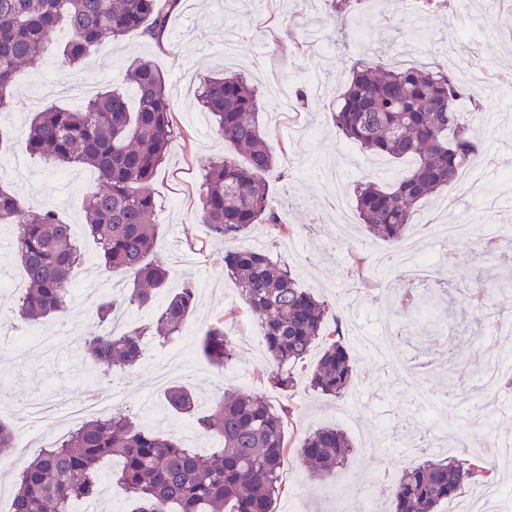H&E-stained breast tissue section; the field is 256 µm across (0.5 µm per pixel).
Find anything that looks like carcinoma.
I'll use <instances>...</instances> for the list:
<instances>
[{
  "label": "carcinoma",
  "instance_id": "1",
  "mask_svg": "<svg viewBox=\"0 0 512 512\" xmlns=\"http://www.w3.org/2000/svg\"><path fill=\"white\" fill-rule=\"evenodd\" d=\"M178 0H0V110L15 105L11 88L22 68L43 64L45 44L67 34L62 57L75 67L107 39L141 31L154 40L166 28ZM351 77L333 112L336 135L373 156L409 160L395 181L373 177L354 189L356 211L368 234L395 248L406 240L418 204L459 181L476 156L478 142L467 134L461 112L465 89L439 66H394L388 70L365 59L349 67ZM135 93L109 87L75 109L49 106L30 121L27 150L52 166H87L99 174L100 188L88 195L86 226L96 240L98 259L109 271L129 273L133 287L122 298L104 297L83 338L86 361L98 371L120 372L142 360L144 343H167L182 335L195 305L188 282L169 293L162 310L136 329L113 332L106 324L123 305L149 308L164 291L167 272L154 251L159 225L153 222L152 182L168 160L169 144L180 134L163 73L148 59H134L125 74ZM202 109L233 154L203 168L202 223L224 240L249 236L263 224L284 237L296 227L282 222L269 199L267 176L277 156L259 121V93L235 72L204 80ZM0 223L16 226V255L26 277L18 297L19 316L38 323L64 316L72 273L83 261L71 225L51 209L34 211L0 186ZM224 268L235 279L249 311L261 322L272 367L265 384L288 395L291 368L323 344L309 386L343 397L353 383L354 358L327 301L299 286L290 269L261 248L231 247ZM412 312L436 330L445 317L431 298ZM203 355L216 367L236 356V344L224 323L210 326L201 342ZM167 407L194 414L190 390H165ZM286 412L246 392L227 393L213 413L196 417L199 431L214 434L220 450L202 455L173 437L141 425L130 411L84 422L37 449L17 468L11 512H76L74 504L98 492L104 465L130 501L131 512H274L281 496L288 448ZM16 447V432L0 424V459ZM297 453L329 474L348 463L351 443L339 427H321L307 435ZM496 464L486 458L424 461L406 468L392 489V512H438L466 488L494 482Z\"/></svg>",
  "mask_w": 512,
  "mask_h": 512
}]
</instances>
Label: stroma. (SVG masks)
Wrapping results in <instances>:
<instances>
[{"mask_svg": "<svg viewBox=\"0 0 512 512\" xmlns=\"http://www.w3.org/2000/svg\"><path fill=\"white\" fill-rule=\"evenodd\" d=\"M416 8L417 0L400 6L393 0H351L335 14L328 0H269L263 7L257 0H180L162 42L133 32L104 42L75 70L64 63L59 51L66 36L57 34L46 47L41 69L18 72L20 107L0 111V133L5 136L0 146V184L10 187L31 209L55 210L64 223L73 225L85 257L73 273L74 283L110 278L127 289L131 276L101 268L96 244L85 232L84 200L96 187L88 179V168L53 167L29 155L27 123L31 113L48 106H73L62 85L78 83L97 92L108 84H120L134 57L151 59L164 73L174 118L185 136L173 140L169 162L153 182L158 202L155 221L162 227L156 250L166 265L168 286L190 280L199 290L189 325L197 333L223 320L238 349L237 361L219 368L199 353L196 333L184 337L194 370L181 382L197 397L196 415L210 414L223 393L242 387L275 409L291 407L285 425L290 444L283 473L285 491L274 504L276 512H350L364 487L371 490L373 512H382L390 505L392 484L406 467L457 457L455 445L461 440L476 448L478 455L494 457L496 483L512 488V460L501 459L497 447L498 439L512 438V418L504 415L505 409H512V395L504 391L491 397L483 387L489 362L512 357V334L505 328L512 322V297H500L501 315L496 321L475 314L465 301L471 280L478 276L487 280L503 271L499 258L481 255L466 242L453 245L442 275L457 288L454 330L436 335L421 322L397 337L407 356L439 365L451 350L469 370L460 396L447 378L438 380L452 397L435 406L428 417L447 428L446 446L409 456L400 445L418 439L422 430L414 398L400 381L383 372L376 353L360 348L355 340L347 342L355 358V379L345 398L327 397L310 388L307 362L294 369L293 397L260 383L242 384V373L255 376L270 365L263 332L224 269L223 244L214 240L200 218L202 168L222 161L230 148L218 137L197 94L204 79L228 69L257 86L259 119L268 140L273 148L285 150L268 177L269 193L297 233L290 240L261 228L265 251L274 261L288 264L301 287L332 303L344 327L357 324L375 337L379 315L402 322L406 311L399 300L413 292L409 280L386 281L374 272L355 279L348 271L349 249H356L369 265L375 254L387 252V245L372 239L357 219L345 235L336 231L331 204L335 195L353 202V189L366 175L388 182L408 167L407 162L375 158L337 139L331 112L349 79L342 62L365 58L389 67L433 64L434 53L416 37L421 27L436 44H453L461 60L480 61L496 72L512 65V42L504 43L498 35L512 19V0H450L420 17ZM482 108L495 115L497 124L490 135L481 132L478 122L470 124L481 141L474 183L448 186L418 205L412 238L427 248H437L446 227L463 219L488 236L496 235L500 225H512V182L505 179V161L512 158V87L494 91ZM452 194L458 198L457 208H444V200ZM14 252L15 229L0 224V423L27 432L35 442L46 432L62 436L69 425L24 427L13 414L16 400L49 404L60 394L71 405L81 406L95 385L112 384L122 388L125 406L134 414H141L143 397H150L159 413L156 430L180 438L197 452H210L211 440L199 435L196 415L170 411L163 388L149 392L144 387L151 365L163 359L165 346H149L138 366L114 376L91 371L78 352L91 317L75 307L67 318L43 322L56 338L50 358L30 349L33 326L15 312L17 291L3 286L7 280H24ZM329 425L341 426L347 433L352 453L346 466L321 479L311 473L294 446Z\"/></svg>", "mask_w": 512, "mask_h": 512, "instance_id": "stroma-1", "label": "stroma"}]
</instances>
